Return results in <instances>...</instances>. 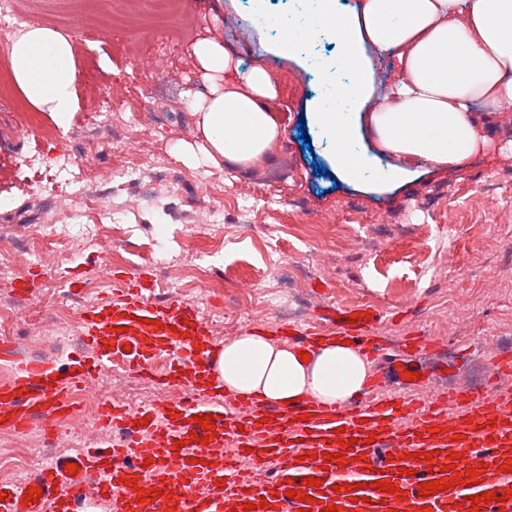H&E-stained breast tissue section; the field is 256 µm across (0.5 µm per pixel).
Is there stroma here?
<instances>
[{
  "instance_id": "35a3bbf8",
  "label": "stroma",
  "mask_w": 512,
  "mask_h": 512,
  "mask_svg": "<svg viewBox=\"0 0 512 512\" xmlns=\"http://www.w3.org/2000/svg\"><path fill=\"white\" fill-rule=\"evenodd\" d=\"M33 23L64 36L85 28L104 31L98 42L77 41L78 109L67 127L27 104L8 79L10 35H0V264L12 277L30 269L29 246L58 285L59 311L70 316L72 341L29 346L37 325L17 307L0 328L18 354L65 362L83 353L81 309L110 300L114 271H153V295L179 296L211 322L212 340L231 343L260 320L277 325L285 308L302 318L333 303H364L385 316L395 336L422 332L444 343L469 382L486 381L483 347L512 352V111L480 114L490 147L459 167L419 163L412 174L379 182L375 162L359 180L337 171L335 136L314 114L329 105L326 89L348 82L331 24L298 33L289 48L279 26L253 19L251 0H172L164 29L145 26L153 0H14ZM221 42L240 69L268 67L276 95L268 102L281 136L271 160L242 171L205 160L193 97L209 83L193 53L196 41ZM119 104L112 130L120 144L106 148L86 135L89 115L106 102ZM74 148L96 182L74 209L65 198L39 210L33 201L48 189L64 148ZM150 155L138 183L111 187L112 169ZM492 193L494 206L483 195ZM222 222H213V208ZM352 225L354 235L326 231L321 248L310 235L320 214ZM119 224L118 254L89 238L59 241L47 225ZM174 259L167 277L158 260ZM308 264L306 280L289 292L283 273ZM80 282L71 293L68 278ZM208 281L201 289L199 281ZM113 401L138 408L161 404L156 387L134 375L97 371Z\"/></svg>"
}]
</instances>
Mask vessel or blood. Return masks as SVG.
<instances>
[{"instance_id": "b4317fda", "label": "vessel or blood", "mask_w": 512, "mask_h": 512, "mask_svg": "<svg viewBox=\"0 0 512 512\" xmlns=\"http://www.w3.org/2000/svg\"><path fill=\"white\" fill-rule=\"evenodd\" d=\"M115 284L116 301L81 312L83 360L57 366L0 347V358L12 364L9 385L0 387V428L21 432L37 422L55 430L74 422L73 392L115 362L159 385L180 386L183 397L158 407L108 409L100 424L105 440L77 456L54 457L25 488L0 484V512H238L247 503L256 512H323L331 504L341 512H512V472L502 469L512 458L511 355L494 359L497 398L486 399L475 386H452L418 402L404 392L442 374L433 361L439 342L408 336L400 353L390 354L373 330L380 312L327 306L311 321L282 324L281 334L300 352H312L324 336L376 352L379 376L392 382V392L370 391L335 405L261 404L222 393L210 326L197 306L152 299L147 269L127 271ZM207 414L215 431L209 442L196 422ZM349 439L354 447H346ZM335 453L340 461L325 462ZM425 453L432 462L422 461ZM243 459L252 464L247 478L239 469ZM71 462L79 466L73 476L66 469ZM477 467L479 483L454 484L455 475ZM311 476L320 485L306 486ZM381 479L390 490L373 489ZM433 480L454 487L424 495L422 484ZM349 484L355 494L335 493V486ZM29 486L41 489L38 502L25 501ZM153 486L159 497L139 501L140 491ZM291 489L296 498L288 497ZM485 491L494 502L473 505L472 496ZM304 494L311 503H301Z\"/></svg>"}]
</instances>
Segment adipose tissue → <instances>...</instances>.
Returning a JSON list of instances; mask_svg holds the SVG:
<instances>
[{"instance_id": "1", "label": "adipose tissue", "mask_w": 512, "mask_h": 512, "mask_svg": "<svg viewBox=\"0 0 512 512\" xmlns=\"http://www.w3.org/2000/svg\"><path fill=\"white\" fill-rule=\"evenodd\" d=\"M322 8L321 18L335 26L352 72L337 94L368 109L363 116L335 109L315 116L336 135L343 176L355 179L362 171L363 159L351 153L350 143L363 118L390 160L387 174L397 179L421 162L462 165L488 147L476 113L512 107V0H359L357 8L343 13L336 0H322ZM367 42L395 53L400 65L397 83L378 97L362 54ZM7 56L9 76L25 100L67 126L78 103L69 39L31 25L11 41ZM273 94L269 74L255 67L194 104L206 158L245 170L270 159L280 138L277 118L266 105ZM216 375L233 395L333 405L359 395L370 364L358 349L338 340L321 342L303 361L288 342H273L254 329L219 348Z\"/></svg>"}]
</instances>
